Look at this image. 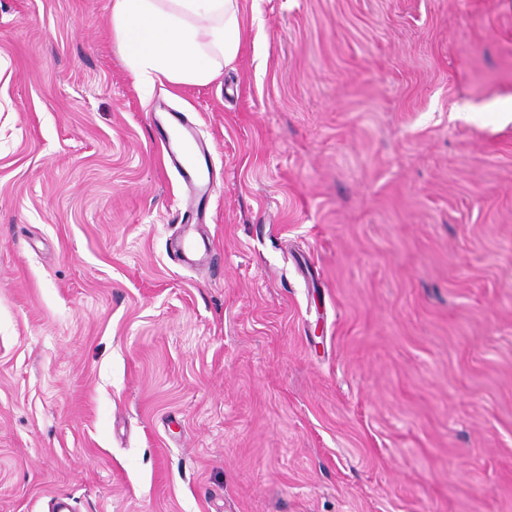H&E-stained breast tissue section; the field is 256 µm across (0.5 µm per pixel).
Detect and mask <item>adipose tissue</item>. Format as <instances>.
I'll return each instance as SVG.
<instances>
[{
	"instance_id": "ef3b65f1",
	"label": "adipose tissue",
	"mask_w": 512,
	"mask_h": 512,
	"mask_svg": "<svg viewBox=\"0 0 512 512\" xmlns=\"http://www.w3.org/2000/svg\"><path fill=\"white\" fill-rule=\"evenodd\" d=\"M112 29L142 92L210 83L238 56L240 0H113Z\"/></svg>"
}]
</instances>
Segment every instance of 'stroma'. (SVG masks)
Here are the masks:
<instances>
[{"label": "stroma", "mask_w": 512, "mask_h": 512, "mask_svg": "<svg viewBox=\"0 0 512 512\" xmlns=\"http://www.w3.org/2000/svg\"><path fill=\"white\" fill-rule=\"evenodd\" d=\"M241 5L146 98L112 0H0V512H512V0ZM168 114L178 129L174 133L178 152L169 150L168 157L186 193V205L180 212L179 220L180 224L195 226L203 223L204 214L200 210L214 192V180L209 170L210 152L182 112Z\"/></svg>", "instance_id": "stroma-1"}]
</instances>
